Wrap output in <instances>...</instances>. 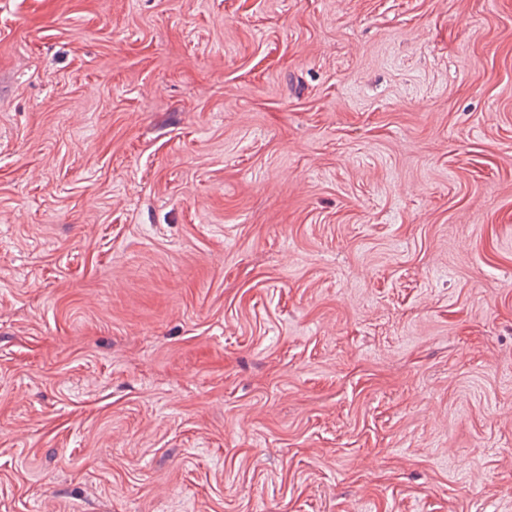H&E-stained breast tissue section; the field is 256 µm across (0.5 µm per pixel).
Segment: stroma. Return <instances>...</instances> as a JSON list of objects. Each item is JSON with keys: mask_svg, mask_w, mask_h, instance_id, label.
<instances>
[{"mask_svg": "<svg viewBox=\"0 0 512 512\" xmlns=\"http://www.w3.org/2000/svg\"><path fill=\"white\" fill-rule=\"evenodd\" d=\"M0 512H512V0H0Z\"/></svg>", "mask_w": 512, "mask_h": 512, "instance_id": "stroma-1", "label": "stroma"}]
</instances>
